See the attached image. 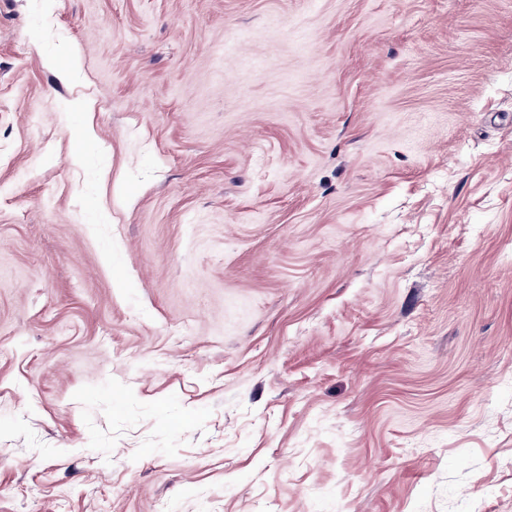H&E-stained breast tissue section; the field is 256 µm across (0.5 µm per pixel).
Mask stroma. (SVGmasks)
Listing matches in <instances>:
<instances>
[{"label": "stroma", "instance_id": "obj_1", "mask_svg": "<svg viewBox=\"0 0 512 512\" xmlns=\"http://www.w3.org/2000/svg\"><path fill=\"white\" fill-rule=\"evenodd\" d=\"M512 0H0V512H512Z\"/></svg>", "mask_w": 512, "mask_h": 512}]
</instances>
